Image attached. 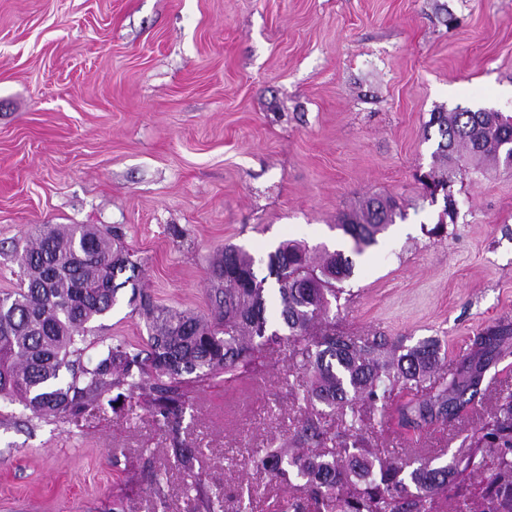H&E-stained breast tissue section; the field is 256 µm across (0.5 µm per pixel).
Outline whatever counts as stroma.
Instances as JSON below:
<instances>
[{"label":"stroma","instance_id":"35a3bbf8","mask_svg":"<svg viewBox=\"0 0 512 512\" xmlns=\"http://www.w3.org/2000/svg\"><path fill=\"white\" fill-rule=\"evenodd\" d=\"M512 116V0H0V293L41 224L119 228L162 306L205 311L209 263L245 248L259 275L283 241L350 252L337 226L368 196L403 219L357 257L336 326L411 346L435 337L455 369L485 327L512 322V169L456 170L457 214L428 231L432 112ZM121 291L100 336H147ZM309 377L282 340L252 373L193 392L178 429L140 402L46 422L0 400V512H186L173 433L210 489L280 512L301 480L257 471L289 445ZM512 392L499 358L467 417L420 432L368 413L381 454L438 462Z\"/></svg>","mask_w":512,"mask_h":512}]
</instances>
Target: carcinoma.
<instances>
[{"mask_svg":"<svg viewBox=\"0 0 512 512\" xmlns=\"http://www.w3.org/2000/svg\"><path fill=\"white\" fill-rule=\"evenodd\" d=\"M433 127L439 137L435 162L418 181L431 202L443 196V214L451 218L448 186L457 152L464 149L472 170L487 175L489 163L506 157L504 136L512 135V117L458 108L431 113L426 129ZM400 216L396 201L370 197L343 214L337 227L361 255ZM16 261L20 285L0 294V398L21 403L31 417L67 420L105 400L113 406L138 396L169 423L189 406L193 385L237 375L286 338L310 374L306 394L312 412L295 437L296 447L266 448L254 460L281 481L304 480L305 497L283 512H445L450 505L453 512H512V393L469 435L468 448L445 463L382 458L358 427L361 407L386 408L396 389L421 390L396 410L406 429L460 419L474 408L493 361L512 353V324L480 332L472 352L444 377L438 373L443 357L436 339L406 347L400 339L336 330L329 321L332 301L344 293L342 284L355 268L341 251L316 258L306 246L284 241L269 253L268 274L261 277L248 252L228 245L208 272L206 312L155 304L136 283L139 263L93 224H41ZM127 286L128 304L143 319L147 338L132 344L94 336L95 323L112 312ZM90 348L95 360L86 363ZM332 413L349 414L351 422L329 436L322 419ZM176 457L191 472L195 495L189 512H240L238 503L193 473L195 449L178 448Z\"/></svg>","mask_w":512,"mask_h":512,"instance_id":"cac0c4a2","label":"carcinoma"}]
</instances>
